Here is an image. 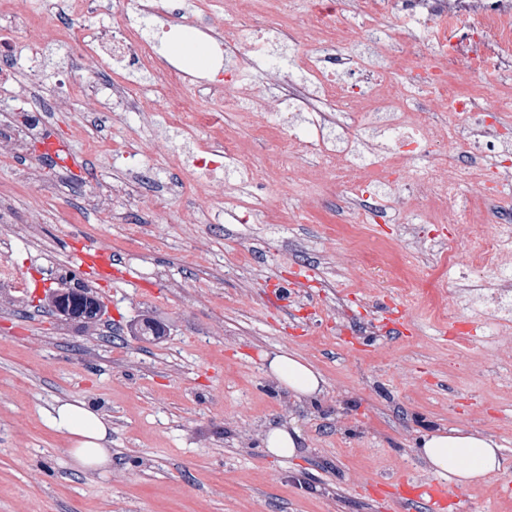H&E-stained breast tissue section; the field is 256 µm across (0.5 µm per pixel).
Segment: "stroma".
I'll return each mask as SVG.
<instances>
[{"instance_id": "1", "label": "stroma", "mask_w": 512, "mask_h": 512, "mask_svg": "<svg viewBox=\"0 0 512 512\" xmlns=\"http://www.w3.org/2000/svg\"><path fill=\"white\" fill-rule=\"evenodd\" d=\"M73 99L48 135L85 158L56 165L39 141L26 163L0 154V196L24 241L0 248V512H398L391 481L433 482L417 454L423 434L465 426L502 445V468L457 489L445 512H512V340L443 336L467 281L439 273L440 243L458 264L494 223L424 224L422 203L394 199L398 223L338 213L333 175L311 162L299 174L244 113L224 125L266 173L200 195L203 174L177 165L179 137L162 115L115 124ZM138 138L168 194L145 186L115 196L120 221L95 209L125 177L123 149ZM113 195V194H112ZM278 208L272 224L243 221ZM223 214L208 223L210 211ZM111 247L137 285L77 273L76 253ZM79 278L102 297L96 323L50 306L60 280ZM301 291L291 316L278 310L283 283ZM397 297L395 314L416 331L382 335L372 302ZM162 337L143 335L145 323ZM289 351L323 375L316 397L297 399L267 367ZM82 400L112 424V465L87 473L45 414ZM297 430L290 458L268 453L269 430Z\"/></svg>"}]
</instances>
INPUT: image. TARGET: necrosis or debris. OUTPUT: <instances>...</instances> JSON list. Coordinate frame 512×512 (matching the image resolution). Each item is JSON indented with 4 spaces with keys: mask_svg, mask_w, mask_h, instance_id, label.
I'll list each match as a JSON object with an SVG mask.
<instances>
[{
    "mask_svg": "<svg viewBox=\"0 0 512 512\" xmlns=\"http://www.w3.org/2000/svg\"><path fill=\"white\" fill-rule=\"evenodd\" d=\"M41 31L46 40L70 38L82 32L70 52L72 65L112 58L122 67L148 73L157 81L155 98H138L128 83L110 79L82 86L92 106L107 103L109 112L148 121L163 107L172 127L183 133L184 155L196 168L224 167L250 175L261 184L262 171L239 140L222 131L218 113H184L197 92L207 100L244 111L276 113V131L286 133L306 121L304 137L288 136L289 158L296 164L318 159L350 187L353 204L375 223H385L393 187L367 188L364 139L355 129L372 131L387 142L381 153L382 171H401L408 161L431 155L436 145L464 144L467 159L443 168L430 165L406 182L409 197L426 202L428 216L442 224H472L489 212L474 196L461 193L464 180L493 179V192L512 193V133L491 120L487 103L512 85V0H336L333 7H316L278 35L289 49L269 53L266 79L253 89L240 87L246 52L264 46L263 33L239 26L212 23L210 0H186L185 12L199 20L224 71L220 81L192 76L188 67L159 52L157 38L145 35L147 19L164 14L163 0H40ZM394 11L404 21L401 35L378 23L379 15ZM113 17L111 25L94 26L99 15ZM28 0H0V55L14 54L18 30L30 28ZM448 43V56L404 70L394 80L390 63L407 57L410 45ZM460 59L476 71L490 70L484 92H463L448 76V62ZM453 114L439 125L441 108ZM471 253L486 277L459 303L470 311L484 334L512 324V266L502 257L512 253V210L499 219L497 232L474 239Z\"/></svg>",
    "mask_w": 512,
    "mask_h": 512,
    "instance_id": "obj_1",
    "label": "necrosis or debris"
}]
</instances>
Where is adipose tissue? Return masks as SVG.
I'll return each mask as SVG.
<instances>
[{
	"label": "adipose tissue",
	"instance_id": "obj_1",
	"mask_svg": "<svg viewBox=\"0 0 512 512\" xmlns=\"http://www.w3.org/2000/svg\"><path fill=\"white\" fill-rule=\"evenodd\" d=\"M268 367L296 398H309L322 391V374L296 354H274ZM47 424L67 436L75 465L95 469L109 462L110 423L86 402L57 403L47 413ZM418 453L432 473L457 487L485 481L502 467L500 444L483 432L465 427L427 432L418 444Z\"/></svg>",
	"mask_w": 512,
	"mask_h": 512
}]
</instances>
